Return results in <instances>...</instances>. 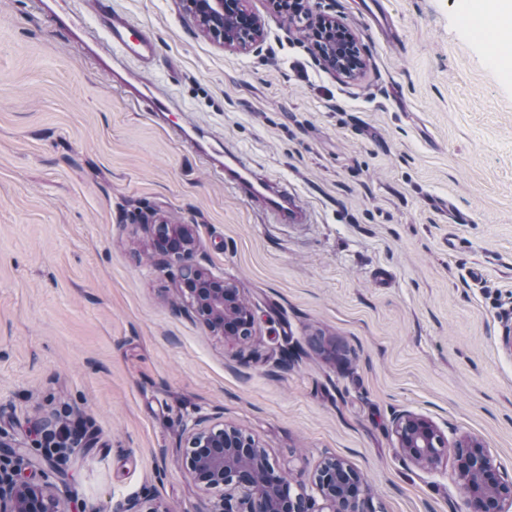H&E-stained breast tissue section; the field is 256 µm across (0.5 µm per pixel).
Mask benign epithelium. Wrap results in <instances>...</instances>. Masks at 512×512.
<instances>
[{
  "instance_id": "benign-epithelium-1",
  "label": "benign epithelium",
  "mask_w": 512,
  "mask_h": 512,
  "mask_svg": "<svg viewBox=\"0 0 512 512\" xmlns=\"http://www.w3.org/2000/svg\"><path fill=\"white\" fill-rule=\"evenodd\" d=\"M287 0H278V10L290 21H306L319 36L312 49L322 69L338 79L353 80L364 61L351 57L354 35L330 14L312 16L304 9L292 10ZM185 16L205 36L226 48L247 49L264 37V25L255 13L239 8L242 30L224 25L226 8L236 0H178ZM153 227L151 246L163 257L174 256L182 270L193 315L225 339L239 342L252 335L255 317L251 309L238 310L240 297L224 278L202 267L197 260L193 225L166 224L155 215L140 216ZM397 452L414 464L434 469L441 462L447 441L428 419L411 412L393 420ZM243 432L222 423H196L188 432L182 467L204 495L227 489L218 501L206 499L204 512H369L371 489L365 479L344 460L328 458L318 467L314 485L318 498L302 492L293 478L275 468L253 439L242 440ZM453 470L468 486L473 512H508L512 508V479L494 465L486 442L463 436L453 448ZM0 512H64L50 487L20 481L0 471Z\"/></svg>"
}]
</instances>
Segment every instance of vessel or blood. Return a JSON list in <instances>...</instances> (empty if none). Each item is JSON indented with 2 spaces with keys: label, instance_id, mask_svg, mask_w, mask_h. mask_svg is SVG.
Instances as JSON below:
<instances>
[{
  "label": "vessel or blood",
  "instance_id": "vessel-or-blood-1",
  "mask_svg": "<svg viewBox=\"0 0 512 512\" xmlns=\"http://www.w3.org/2000/svg\"><path fill=\"white\" fill-rule=\"evenodd\" d=\"M92 18V23L85 26V33L92 41L105 45L113 61L144 66L154 60L157 52L155 41L114 6L106 4L105 0H98ZM123 94L129 103L144 108L149 119L169 123L179 142L189 143L199 155L207 156L212 168L221 172L225 185L244 200L261 208L266 223H310L309 208L287 185H274L260 177L235 150H226L221 156L208 155L200 136L191 134L182 124L171 122L172 112L179 109L177 103L148 96L130 83L126 84Z\"/></svg>",
  "mask_w": 512,
  "mask_h": 512
}]
</instances>
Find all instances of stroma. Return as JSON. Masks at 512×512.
Instances as JSON below:
<instances>
[{"label": "stroma", "mask_w": 512, "mask_h": 512, "mask_svg": "<svg viewBox=\"0 0 512 512\" xmlns=\"http://www.w3.org/2000/svg\"><path fill=\"white\" fill-rule=\"evenodd\" d=\"M157 43L155 81L220 152L231 147L308 204L268 224L187 146L112 91L69 0H0V463L67 512L131 498L202 512L181 468L186 426L240 428L312 485L345 459L372 512H468L445 458L396 450L409 411L471 435L512 473V44L459 25L461 0H306L357 38V79L324 72L269 0L260 48H224L175 0H112ZM191 224L197 259L255 316L234 345L188 315L178 264L136 215ZM481 268V281L469 273ZM81 424L41 448L43 418Z\"/></svg>", "instance_id": "obj_1"}]
</instances>
